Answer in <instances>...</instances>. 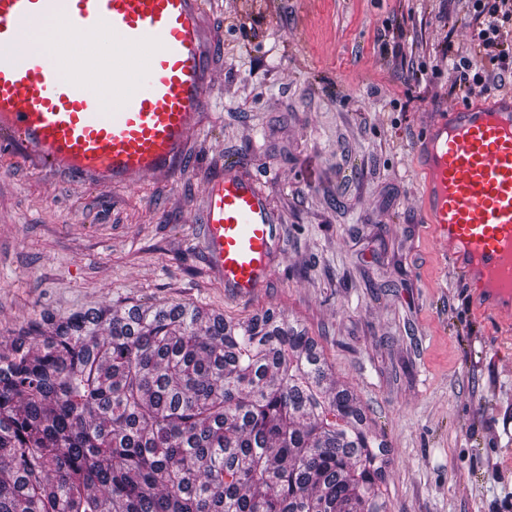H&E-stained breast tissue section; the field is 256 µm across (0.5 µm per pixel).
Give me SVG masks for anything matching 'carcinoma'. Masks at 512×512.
Instances as JSON below:
<instances>
[{
  "label": "carcinoma",
  "mask_w": 512,
  "mask_h": 512,
  "mask_svg": "<svg viewBox=\"0 0 512 512\" xmlns=\"http://www.w3.org/2000/svg\"><path fill=\"white\" fill-rule=\"evenodd\" d=\"M306 331L191 304L0 338V512H386L389 449Z\"/></svg>",
  "instance_id": "obj_1"
}]
</instances>
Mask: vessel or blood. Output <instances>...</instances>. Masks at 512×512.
<instances>
[{"label": "vessel or blood", "mask_w": 512, "mask_h": 512, "mask_svg": "<svg viewBox=\"0 0 512 512\" xmlns=\"http://www.w3.org/2000/svg\"><path fill=\"white\" fill-rule=\"evenodd\" d=\"M208 0H0V151L98 189L169 176L208 109L217 39ZM111 27V41L21 48L24 28ZM425 130L424 210L446 262L512 314V99L456 104ZM203 247L225 295L252 299L284 238L257 183L225 166L209 178Z\"/></svg>", "instance_id": "b4317fda"}]
</instances>
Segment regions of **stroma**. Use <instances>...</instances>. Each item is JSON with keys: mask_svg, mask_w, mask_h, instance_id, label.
Returning a JSON list of instances; mask_svg holds the SVG:
<instances>
[{"mask_svg": "<svg viewBox=\"0 0 512 512\" xmlns=\"http://www.w3.org/2000/svg\"><path fill=\"white\" fill-rule=\"evenodd\" d=\"M209 3L223 53L169 177L97 189L0 157V336L105 305L274 310L386 442L387 512H512V325L438 257L420 205L424 127L462 100L442 48L474 54V0ZM230 161L285 231L245 302L201 248L208 177Z\"/></svg>", "mask_w": 512, "mask_h": 512, "instance_id": "stroma-1", "label": "stroma"}]
</instances>
